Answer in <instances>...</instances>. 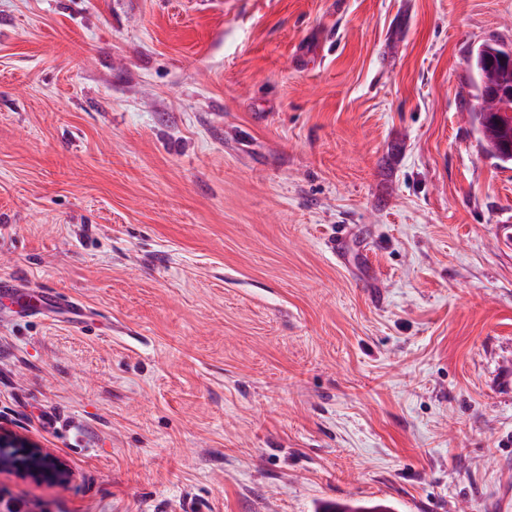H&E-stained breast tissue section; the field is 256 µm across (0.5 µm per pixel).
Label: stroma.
<instances>
[{
	"instance_id": "1",
	"label": "stroma",
	"mask_w": 512,
	"mask_h": 512,
	"mask_svg": "<svg viewBox=\"0 0 512 512\" xmlns=\"http://www.w3.org/2000/svg\"><path fill=\"white\" fill-rule=\"evenodd\" d=\"M512 0H0V512H512ZM349 233L342 256L329 240ZM512 48L502 44H483L469 59V68L472 73V84L475 93L473 98L484 99L486 89L498 87H510L512 89V66L503 67L492 64L493 59L499 55H505ZM478 101V102H479ZM472 114L474 128L479 135V139L482 142L485 152L496 159L502 164H512V152L510 155L501 153V143L506 138L511 139V126H502L489 119L493 114L487 112L485 109H476L475 106L470 108ZM11 448H23L25 462L20 464L15 456L9 453ZM19 470L25 477L35 481H53L65 483L71 478V471L57 460L51 459L45 448L0 431V470ZM396 508L392 504H375L371 506L362 505L357 501H349L344 504L325 503L318 507L316 512H395Z\"/></svg>"
}]
</instances>
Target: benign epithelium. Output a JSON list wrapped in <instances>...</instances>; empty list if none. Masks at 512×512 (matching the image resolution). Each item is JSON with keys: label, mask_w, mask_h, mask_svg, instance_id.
I'll use <instances>...</instances> for the list:
<instances>
[{"label": "benign epithelium", "mask_w": 512, "mask_h": 512, "mask_svg": "<svg viewBox=\"0 0 512 512\" xmlns=\"http://www.w3.org/2000/svg\"><path fill=\"white\" fill-rule=\"evenodd\" d=\"M10 469L38 482L65 483L71 478V471L63 463L51 459L46 449L0 431V470Z\"/></svg>", "instance_id": "1"}]
</instances>
